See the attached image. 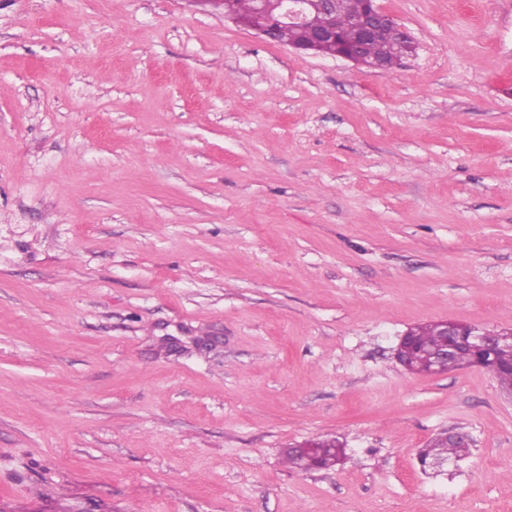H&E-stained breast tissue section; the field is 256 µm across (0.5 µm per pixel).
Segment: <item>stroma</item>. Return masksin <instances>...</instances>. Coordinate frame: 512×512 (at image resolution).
Listing matches in <instances>:
<instances>
[{
    "instance_id": "35a3bbf8",
    "label": "stroma",
    "mask_w": 512,
    "mask_h": 512,
    "mask_svg": "<svg viewBox=\"0 0 512 512\" xmlns=\"http://www.w3.org/2000/svg\"><path fill=\"white\" fill-rule=\"evenodd\" d=\"M378 3L387 74L205 0H0V512H512V394L394 359L512 329V0ZM451 336H440L438 323L418 325L411 328L414 346L405 355V369L412 374H425L430 367L431 355L444 349L457 336L453 350H481L489 354L493 350L507 348L512 345V331L494 332L472 327L469 330L459 329L456 322L449 321ZM462 445V443L435 437L425 448L420 449L421 462L425 465L433 459H464L469 454L470 448H464ZM345 456V448L337 441L318 440L306 442L297 448L284 450V459L290 468H299L301 463L310 461V464L302 465L300 469L307 471L329 469L337 465Z\"/></svg>"
}]
</instances>
